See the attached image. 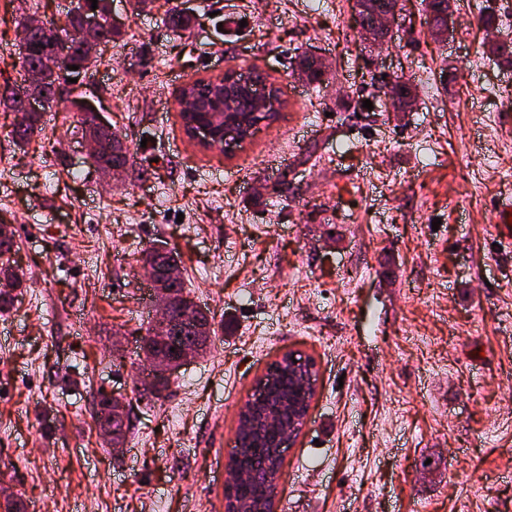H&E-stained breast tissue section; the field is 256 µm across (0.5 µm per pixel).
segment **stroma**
Here are the masks:
<instances>
[{
  "instance_id": "obj_1",
  "label": "stroma",
  "mask_w": 512,
  "mask_h": 512,
  "mask_svg": "<svg viewBox=\"0 0 512 512\" xmlns=\"http://www.w3.org/2000/svg\"><path fill=\"white\" fill-rule=\"evenodd\" d=\"M70 9L0 0V224L29 276L0 312V488L22 512H224L237 409L294 352L318 380L280 512H512V249L492 207L512 197V55L486 47L512 41V0H454L442 42L405 0L380 48L355 0H112L122 35L83 95L129 148L115 179L90 166L79 113H42L23 149L10 135L19 24ZM304 52L323 83L299 76ZM228 65L283 107L225 154L189 141L177 97ZM385 80L415 89L405 111ZM156 244L215 334L146 398ZM102 389L134 404L119 449Z\"/></svg>"
}]
</instances>
